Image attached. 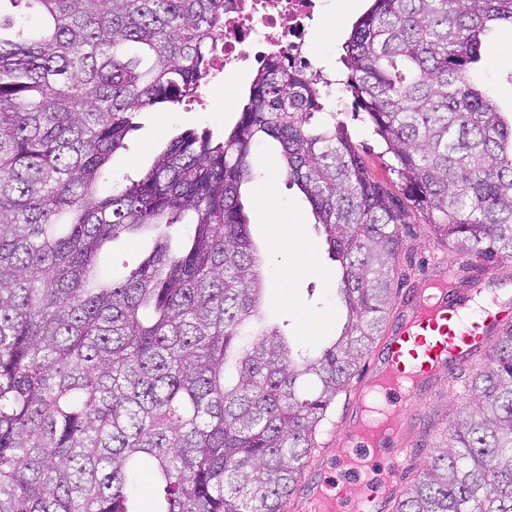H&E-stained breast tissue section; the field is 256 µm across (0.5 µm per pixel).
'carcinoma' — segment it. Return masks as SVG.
<instances>
[{"instance_id": "1", "label": "carcinoma", "mask_w": 512, "mask_h": 512, "mask_svg": "<svg viewBox=\"0 0 512 512\" xmlns=\"http://www.w3.org/2000/svg\"><path fill=\"white\" fill-rule=\"evenodd\" d=\"M12 2L40 27L0 20V512H141L145 478L151 512H285L389 313L400 226L417 213L464 255L512 258V118L472 73L512 0H372L342 78L273 53L228 131H182L108 194L137 114L206 82L225 0ZM334 84L397 190L336 121ZM267 138L338 263L344 322L315 350L262 319L240 197ZM185 220L174 249L162 228ZM147 233L138 267L100 270L107 243ZM469 399L392 512H512V328Z\"/></svg>"}]
</instances>
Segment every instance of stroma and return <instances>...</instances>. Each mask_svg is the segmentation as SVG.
Returning <instances> with one entry per match:
<instances>
[{
  "label": "stroma",
  "mask_w": 512,
  "mask_h": 512,
  "mask_svg": "<svg viewBox=\"0 0 512 512\" xmlns=\"http://www.w3.org/2000/svg\"><path fill=\"white\" fill-rule=\"evenodd\" d=\"M367 7L368 0H323L322 11L328 24L312 41L309 59L314 67L324 69L327 75L335 74L341 46ZM482 54V61L475 67L480 85L490 89L500 108H512V28L500 30L488 40ZM255 71L251 65L237 73L232 102L221 110L211 109L209 101L223 98L225 89L210 82L195 97L182 103L141 112L137 118L139 126L131 133L126 151L117 154L106 169L101 191L110 192L114 183L142 172L162 144L181 130L195 127L219 132L233 125L242 107L243 91ZM336 118L347 125L353 140L360 144L372 176L384 185H392L391 160L381 155L371 128L356 117L351 97L340 96ZM252 153L256 178L243 186L242 202L249 216L250 237L267 259L264 320L284 325L286 333L300 345L312 347L334 334L340 321L336 304L337 266L328 256L324 235L304 195L279 174L271 143L264 139L256 142ZM273 211L285 223L282 232H275L269 222ZM401 237L403 246L394 261L390 316H397V306L409 290L434 278L442 265L455 271L456 283L461 288L468 287L484 265H491L494 294L503 300L512 299V258L488 263L474 254L459 255L433 225L419 216L402 226ZM295 247L307 252L311 259L310 270L297 275L290 273L285 261L286 254ZM151 248L147 239L122 236L103 251L102 262L114 276L120 277L138 266ZM381 348V343L373 344L358 365L346 393L337 398L316 436L317 448L287 501L286 512H307V499L314 488L342 477L348 455L345 434L356 413L358 390L376 369ZM486 361V352L476 353L457 367L455 378L438 377L416 394L406 417L399 422L406 432L404 445L412 450L411 465L401 478V486L413 483L428 463L431 448L444 437L450 412L464 407L469 400V378Z\"/></svg>",
  "instance_id": "1"
}]
</instances>
